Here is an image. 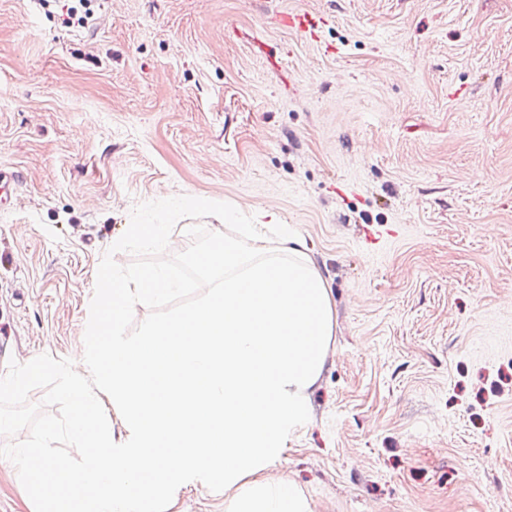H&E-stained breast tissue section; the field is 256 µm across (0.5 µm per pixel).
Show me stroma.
I'll list each match as a JSON object with an SVG mask.
<instances>
[{"mask_svg": "<svg viewBox=\"0 0 512 512\" xmlns=\"http://www.w3.org/2000/svg\"><path fill=\"white\" fill-rule=\"evenodd\" d=\"M0 0V377L71 358L140 203L265 209L332 306L266 474L311 512H512V0ZM309 12L310 39L270 21ZM35 2L43 8H48L51 3L54 7H60L61 16H65L62 23L68 27H84L94 13L91 8L94 2L92 0H38Z\"/></svg>", "mask_w": 512, "mask_h": 512, "instance_id": "35a3bbf8", "label": "stroma"}]
</instances>
